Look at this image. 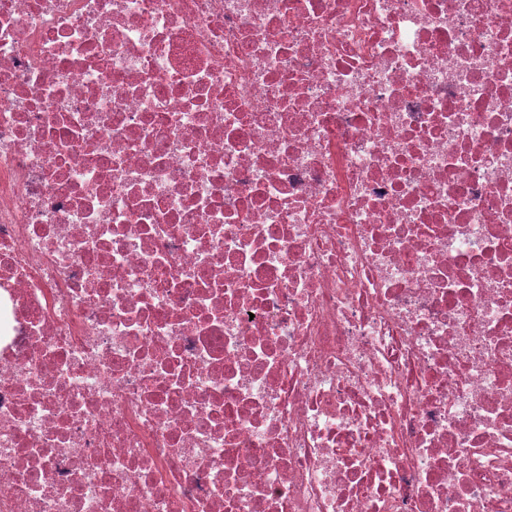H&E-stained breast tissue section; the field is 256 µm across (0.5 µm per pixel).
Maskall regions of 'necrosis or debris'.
I'll use <instances>...</instances> for the list:
<instances>
[{"label": "necrosis or debris", "mask_w": 512, "mask_h": 512, "mask_svg": "<svg viewBox=\"0 0 512 512\" xmlns=\"http://www.w3.org/2000/svg\"><path fill=\"white\" fill-rule=\"evenodd\" d=\"M0 512H512V0H0Z\"/></svg>", "instance_id": "1"}]
</instances>
